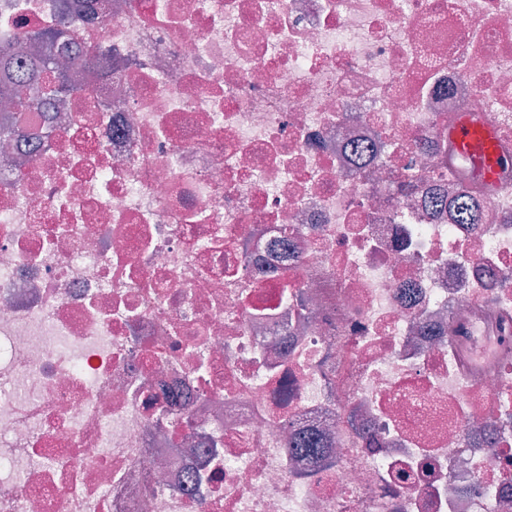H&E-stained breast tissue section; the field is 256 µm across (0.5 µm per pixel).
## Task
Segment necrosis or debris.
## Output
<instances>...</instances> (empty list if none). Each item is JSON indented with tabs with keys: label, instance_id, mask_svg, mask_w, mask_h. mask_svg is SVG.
Segmentation results:
<instances>
[{
	"label": "necrosis or debris",
	"instance_id": "obj_1",
	"mask_svg": "<svg viewBox=\"0 0 512 512\" xmlns=\"http://www.w3.org/2000/svg\"><path fill=\"white\" fill-rule=\"evenodd\" d=\"M74 43L126 67L0 144V512H505L512 170L451 223L443 132L512 152V0H112Z\"/></svg>",
	"mask_w": 512,
	"mask_h": 512
}]
</instances>
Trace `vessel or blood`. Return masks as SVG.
<instances>
[{"label":"vessel or blood","mask_w":512,"mask_h":512,"mask_svg":"<svg viewBox=\"0 0 512 512\" xmlns=\"http://www.w3.org/2000/svg\"><path fill=\"white\" fill-rule=\"evenodd\" d=\"M446 136L482 183H497L501 172L512 168V153L501 149L494 126L483 117L466 111L456 113Z\"/></svg>","instance_id":"obj_1"}]
</instances>
